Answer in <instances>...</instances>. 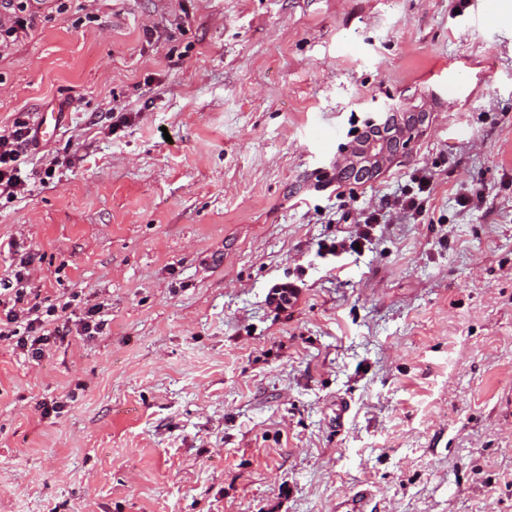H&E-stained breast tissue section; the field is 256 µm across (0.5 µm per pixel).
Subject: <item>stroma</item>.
<instances>
[{"label": "stroma", "instance_id": "35a3bbf8", "mask_svg": "<svg viewBox=\"0 0 512 512\" xmlns=\"http://www.w3.org/2000/svg\"><path fill=\"white\" fill-rule=\"evenodd\" d=\"M390 97L409 153L337 179ZM42 112L0 276L106 326L0 340V512H512V0H44Z\"/></svg>", "mask_w": 512, "mask_h": 512}]
</instances>
